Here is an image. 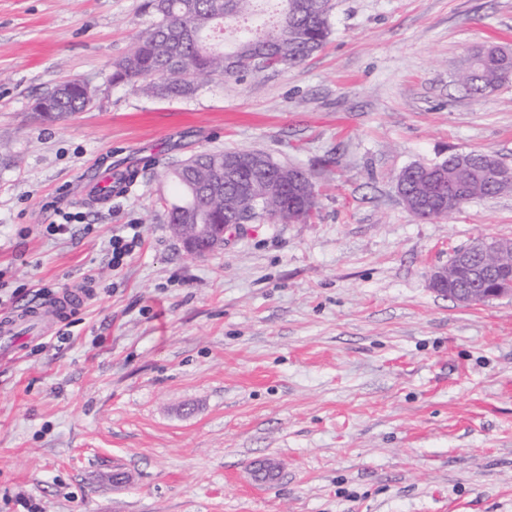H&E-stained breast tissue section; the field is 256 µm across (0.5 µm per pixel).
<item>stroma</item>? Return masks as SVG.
I'll list each match as a JSON object with an SVG mask.
<instances>
[{
	"label": "stroma",
	"instance_id": "35a3bbf8",
	"mask_svg": "<svg viewBox=\"0 0 512 512\" xmlns=\"http://www.w3.org/2000/svg\"><path fill=\"white\" fill-rule=\"evenodd\" d=\"M333 2L303 64L161 99L112 82L143 0H0V292L92 291L0 362V512H512V297L429 284L512 238V190L421 221L395 180L470 150L512 168V81L456 83L512 50V0ZM70 78L89 110L34 112ZM202 150L305 169L316 216L188 255L166 174ZM123 224L145 243L116 269ZM512 77V53H487L485 49L470 55L457 73V81L471 94L484 98ZM504 252H512L511 239L498 237L493 239L479 238L466 247V249L453 253L448 265L454 261L460 268L467 270V274L471 279H479L487 276L495 268L484 266L481 269H469L468 266H471L473 258L482 254L487 256ZM498 262H505L506 265L496 283V288H478V293L474 291V289L477 288H452L455 283V271L451 269L448 272V266L437 268L432 272L430 286L442 295L450 296L452 299L462 304H473L475 299L488 301L501 296L506 290H508L509 294H512V276L510 268L512 256L508 255L499 258ZM480 300L476 302H481Z\"/></svg>",
	"mask_w": 512,
	"mask_h": 512
}]
</instances>
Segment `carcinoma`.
<instances>
[{
	"mask_svg": "<svg viewBox=\"0 0 512 512\" xmlns=\"http://www.w3.org/2000/svg\"><path fill=\"white\" fill-rule=\"evenodd\" d=\"M276 2L272 22L253 35L238 30L229 47L211 43L215 31L230 28L240 19L255 17L263 5ZM332 0H146L152 17L129 53L114 65L112 83L133 84L146 94L180 98L193 94L199 79H238L297 66L326 45L331 33ZM512 79V53L470 55L457 73V81L471 94L484 98ZM93 103V93L81 79L71 78L46 91L34 111L51 118L75 115ZM235 157L251 172V191L244 195L224 184V156ZM255 151H204L174 167L169 175L179 189L169 204L170 224L224 223V197L238 195L242 217L259 224L277 214L288 223L310 220L317 209V192L310 174L298 181L299 193L274 196L268 184L288 187L298 176L296 167L278 165L257 174ZM437 170L415 164L396 177L397 190L407 209L424 220L446 219L467 202L508 189L512 169L492 154L473 150L455 153L436 164Z\"/></svg>",
	"mask_w": 512,
	"mask_h": 512,
	"instance_id": "obj_1",
	"label": "carcinoma"
}]
</instances>
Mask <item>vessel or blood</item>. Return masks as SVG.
I'll return each mask as SVG.
<instances>
[{"mask_svg":"<svg viewBox=\"0 0 512 512\" xmlns=\"http://www.w3.org/2000/svg\"><path fill=\"white\" fill-rule=\"evenodd\" d=\"M86 300V291L77 288L61 293L47 312L35 307L0 312V361L15 357L19 340L33 342L44 339L50 328V319H63Z\"/></svg>","mask_w":512,"mask_h":512,"instance_id":"obj_1","label":"vessel or blood"}]
</instances>
